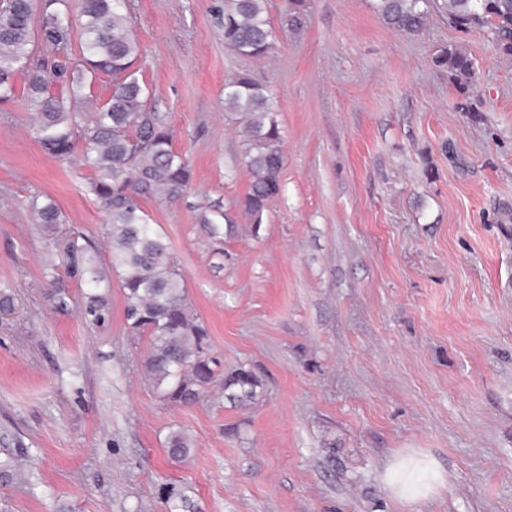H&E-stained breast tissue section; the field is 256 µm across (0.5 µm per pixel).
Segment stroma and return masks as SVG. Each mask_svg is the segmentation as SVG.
Here are the masks:
<instances>
[{"label": "stroma", "mask_w": 512, "mask_h": 512, "mask_svg": "<svg viewBox=\"0 0 512 512\" xmlns=\"http://www.w3.org/2000/svg\"><path fill=\"white\" fill-rule=\"evenodd\" d=\"M221 0H132L135 68L175 133L192 185L142 205L184 277L211 354L259 387L239 405L208 391L170 406L145 380L103 239L91 170L47 155L24 91L0 104V457L31 485L1 486L0 512H512V60L489 33L431 13L415 35L374 0H306L303 31L258 60L224 46ZM449 44L478 64L474 111L433 63ZM249 72L275 96L282 189L251 225L252 175L224 83ZM40 193L97 247L111 317L101 327L49 301ZM235 220L213 239L197 221ZM193 447L181 462L175 429ZM434 460L428 499L394 496L386 468ZM192 448L190 436L183 430L172 431L167 439V453L172 460H184Z\"/></svg>", "instance_id": "35a3bbf8"}]
</instances>
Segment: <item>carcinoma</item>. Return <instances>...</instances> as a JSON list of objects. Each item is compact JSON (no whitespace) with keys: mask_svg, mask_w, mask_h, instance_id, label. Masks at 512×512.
I'll return each mask as SVG.
<instances>
[{"mask_svg":"<svg viewBox=\"0 0 512 512\" xmlns=\"http://www.w3.org/2000/svg\"><path fill=\"white\" fill-rule=\"evenodd\" d=\"M375 9L391 28L416 34L432 11L448 16L457 28L489 29L497 54L512 59V0H375ZM305 23L304 0H293L281 28L299 32ZM224 47L246 58H262L275 48L277 33L267 18L266 0H224ZM142 54L128 0H0V103L15 97L17 78L26 80L27 102L34 112L32 134L57 159H70L83 144L82 165L93 171L89 191L107 211L104 234L125 298L130 334L148 339L142 367L160 399L188 405L212 387L243 404L256 397L258 380L248 369L226 375L211 356L209 332L190 311L186 285L159 225L139 198L174 201L189 189L192 174L173 149L170 126L149 110L150 89L133 68ZM437 66L459 93L475 88L478 67L464 49L450 45L437 51ZM111 78L106 105L82 111L85 88L100 76ZM224 111L238 117L244 132V160L252 174L241 210L253 223L262 221L269 202L281 192L284 163L275 104L247 72L224 84ZM30 209L54 240L66 276L91 288L82 317L104 324L110 307L95 292L102 281L99 254L79 238L60 230L63 216L49 196H34ZM198 223L213 237L233 224L220 210H204ZM192 448L182 429L167 439V453L184 460ZM23 477L19 458H0V483ZM169 512L188 508L180 485L161 489Z\"/></svg>","mask_w":512,"mask_h":512,"instance_id":"carcinoma-1","label":"carcinoma"}]
</instances>
